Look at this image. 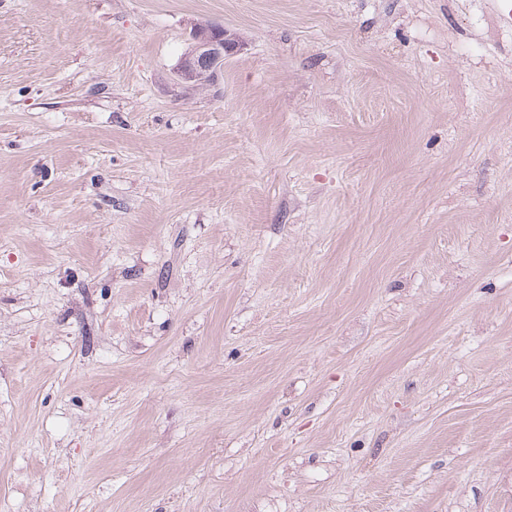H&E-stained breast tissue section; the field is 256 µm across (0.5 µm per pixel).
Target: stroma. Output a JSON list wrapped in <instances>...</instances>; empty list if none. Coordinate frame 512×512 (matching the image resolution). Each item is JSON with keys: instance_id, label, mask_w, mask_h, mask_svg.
Listing matches in <instances>:
<instances>
[{"instance_id": "stroma-1", "label": "stroma", "mask_w": 512, "mask_h": 512, "mask_svg": "<svg viewBox=\"0 0 512 512\" xmlns=\"http://www.w3.org/2000/svg\"><path fill=\"white\" fill-rule=\"evenodd\" d=\"M507 4L0 0V512H512ZM228 35L223 26H195L191 31V48L180 62L179 77L193 84L212 80L224 69V59L239 48V42Z\"/></svg>"}]
</instances>
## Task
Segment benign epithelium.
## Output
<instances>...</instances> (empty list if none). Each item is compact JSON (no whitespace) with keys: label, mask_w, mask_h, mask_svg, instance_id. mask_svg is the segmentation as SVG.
I'll return each instance as SVG.
<instances>
[{"label":"benign epithelium","mask_w":512,"mask_h":512,"mask_svg":"<svg viewBox=\"0 0 512 512\" xmlns=\"http://www.w3.org/2000/svg\"><path fill=\"white\" fill-rule=\"evenodd\" d=\"M238 48L239 42L224 27L198 25L191 31V48L181 59L178 75L193 84L212 79L224 69V59Z\"/></svg>","instance_id":"benign-epithelium-1"}]
</instances>
